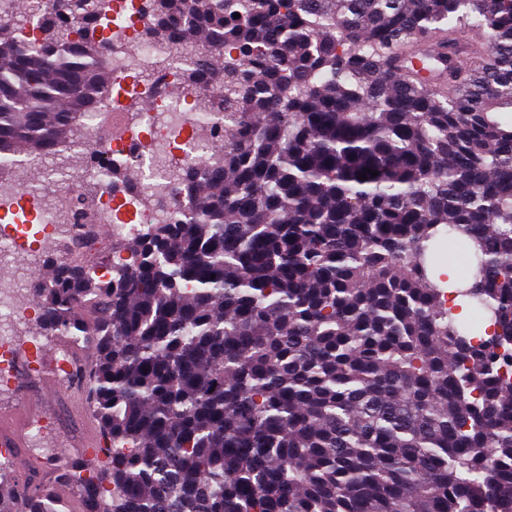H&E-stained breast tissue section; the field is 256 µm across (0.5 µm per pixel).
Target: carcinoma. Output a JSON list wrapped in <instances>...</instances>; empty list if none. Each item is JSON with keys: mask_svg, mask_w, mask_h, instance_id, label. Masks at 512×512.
<instances>
[{"mask_svg": "<svg viewBox=\"0 0 512 512\" xmlns=\"http://www.w3.org/2000/svg\"><path fill=\"white\" fill-rule=\"evenodd\" d=\"M140 10L218 83L224 151L108 284L61 258L32 284L41 332L94 350L107 453L35 486L0 459V512H512V0ZM40 16L23 53L0 14L4 160L109 95L106 13L74 41Z\"/></svg>", "mask_w": 512, "mask_h": 512, "instance_id": "1", "label": "carcinoma"}]
</instances>
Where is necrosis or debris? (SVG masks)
<instances>
[{
	"label": "necrosis or debris",
	"mask_w": 512,
	"mask_h": 512,
	"mask_svg": "<svg viewBox=\"0 0 512 512\" xmlns=\"http://www.w3.org/2000/svg\"><path fill=\"white\" fill-rule=\"evenodd\" d=\"M127 2L112 0L108 41L98 53L112 78L109 98L79 119L86 138L72 158L84 179L46 200L38 214L67 254L94 252L107 236L124 239L173 223L181 167L212 157L224 140L223 121L199 110L208 89L187 80L193 54L171 40L144 38L152 19L131 12ZM133 99L147 104L136 118L144 134L113 140L106 117Z\"/></svg>",
	"instance_id": "4bbe7bcc"
}]
</instances>
